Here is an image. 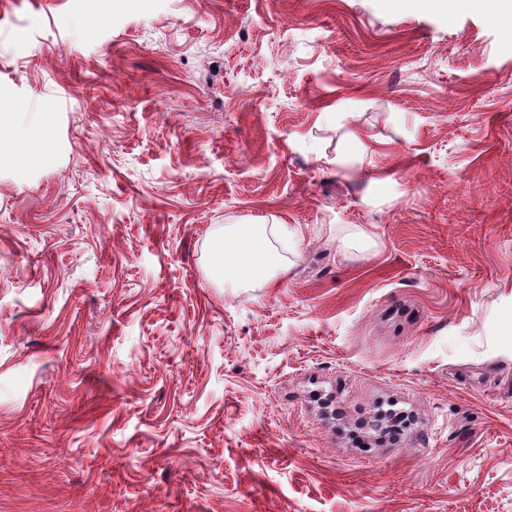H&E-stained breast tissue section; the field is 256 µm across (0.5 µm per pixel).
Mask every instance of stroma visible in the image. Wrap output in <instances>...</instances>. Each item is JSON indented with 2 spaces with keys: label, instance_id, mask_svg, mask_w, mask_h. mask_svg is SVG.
Returning <instances> with one entry per match:
<instances>
[{
  "label": "stroma",
  "instance_id": "1",
  "mask_svg": "<svg viewBox=\"0 0 512 512\" xmlns=\"http://www.w3.org/2000/svg\"><path fill=\"white\" fill-rule=\"evenodd\" d=\"M0 0V512H512V25ZM285 224L227 288L210 232ZM414 425L357 445L388 405ZM46 150L44 137H33L25 132H15L0 139V167L20 165L31 156H43Z\"/></svg>",
  "mask_w": 512,
  "mask_h": 512
}]
</instances>
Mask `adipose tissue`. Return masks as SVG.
<instances>
[{"instance_id":"adipose-tissue-1","label":"adipose tissue","mask_w":512,"mask_h":512,"mask_svg":"<svg viewBox=\"0 0 512 512\" xmlns=\"http://www.w3.org/2000/svg\"><path fill=\"white\" fill-rule=\"evenodd\" d=\"M265 224H227L214 230L210 274L244 286L270 282L278 261L269 249Z\"/></svg>"}]
</instances>
